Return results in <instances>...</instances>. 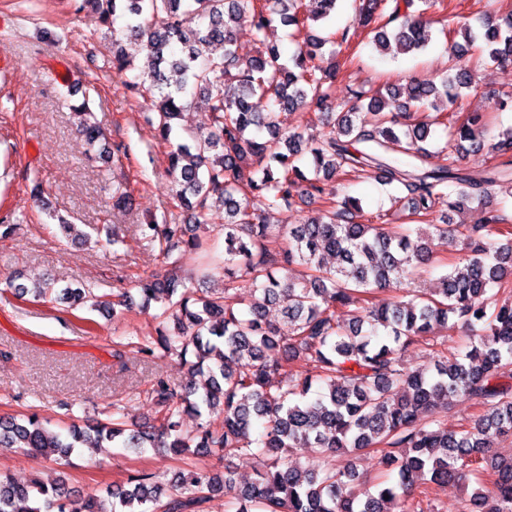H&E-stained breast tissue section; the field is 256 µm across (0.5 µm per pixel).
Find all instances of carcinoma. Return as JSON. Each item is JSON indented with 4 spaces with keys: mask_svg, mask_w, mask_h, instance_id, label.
<instances>
[{
    "mask_svg": "<svg viewBox=\"0 0 512 512\" xmlns=\"http://www.w3.org/2000/svg\"><path fill=\"white\" fill-rule=\"evenodd\" d=\"M436 0H362L360 14L375 26V40L388 52L408 54L425 47L430 21L425 10ZM109 25L144 40L146 65L127 89L150 101L145 121L169 144L167 172L178 207L191 223L174 217L139 225L144 238L158 242L167 273L135 285L112 300L80 284L63 288L49 282L32 288L6 285L36 301L52 299L73 309L117 312L162 304L158 336L139 352L174 356L187 366L180 393L167 380H154L149 394L157 423L127 422L120 404L112 419L93 428L95 437L73 425L67 434L36 414L0 418V448H25L44 461L70 464L75 449L89 441L139 453L162 448L187 458L200 452L234 456L254 451L263 458L258 478L243 486L231 471L204 475L189 467L169 484L150 474L106 496L80 495L66 483L47 485L34 477L26 484L0 473V512H204L211 499L232 494L236 512H417L414 493L433 483L455 487L471 474L478 488L458 512H512V453L498 448L512 437V232L502 228L503 213L484 212L478 224L433 223L436 199L448 197V211L487 203L500 189L512 197V128L498 141L484 134L481 115L459 119L454 107L463 90L477 87L476 76L460 64L476 44L487 62L512 60V14L484 25L478 35L459 29L464 43L451 44L453 65L436 85L413 77L380 92L363 87L333 109V82L341 68L338 53L324 62L326 44L343 45L348 32L326 37L310 23L328 18L337 0H83ZM387 23L379 24L386 4ZM291 26L295 51L283 58L264 32L275 21ZM249 23L258 44L245 60L237 36ZM112 66L131 68L119 39L112 38ZM210 112L205 132L180 134L179 121L193 100ZM415 102L437 112L406 130L396 113ZM326 117L321 140L303 144L282 116L309 113ZM79 129L90 146L103 140L96 124L83 118ZM448 128L443 162L424 167L422 146L432 127ZM486 152L501 162L482 169L459 166L462 152ZM375 178L397 191L396 211L417 223L365 224L360 199L323 197L320 177ZM321 201L305 224H269L263 213L292 205L300 189ZM224 208V288L193 289L180 274L175 255L198 250L204 276L215 270L216 247L205 235L210 211ZM457 238L461 252L439 285L404 299L394 295L382 307L369 304L376 289H395L421 275L431 263L435 241ZM336 258L326 269L324 256ZM248 276L249 301L236 283ZM284 304L288 332L268 320L269 308ZM347 321L339 320V314ZM461 326L471 332L466 353L433 359L415 370L404 368L399 352L426 338ZM301 359L309 370L288 369ZM464 395L484 414L459 431L444 428L437 414ZM208 414L194 434L181 430L185 415ZM311 448L346 459L321 473L289 462L294 448ZM374 453L393 479L369 489L355 483L348 456Z\"/></svg>",
    "mask_w": 512,
    "mask_h": 512,
    "instance_id": "carcinoma-1",
    "label": "carcinoma"
}]
</instances>
